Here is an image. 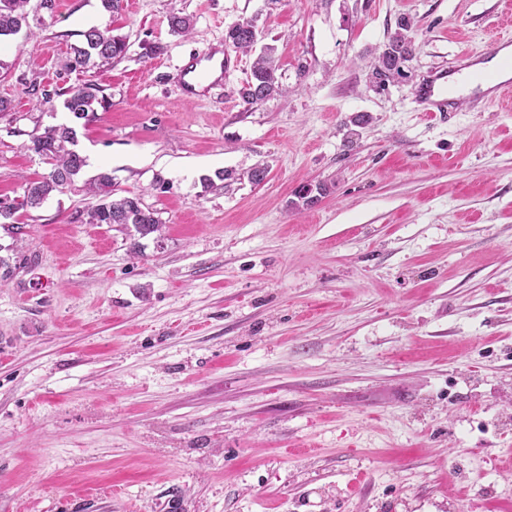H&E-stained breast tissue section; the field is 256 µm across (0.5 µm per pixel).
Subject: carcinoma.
<instances>
[{"mask_svg": "<svg viewBox=\"0 0 512 512\" xmlns=\"http://www.w3.org/2000/svg\"><path fill=\"white\" fill-rule=\"evenodd\" d=\"M28 0H0V38L15 35L24 26H29ZM410 20L400 19L396 31L389 37L385 48L370 64V83L382 87L395 77L402 75L406 62L411 60L414 47L409 32ZM81 44L72 47L64 63L69 71H83L112 63L123 56L127 49L124 37L113 34L112 28L91 27L82 32ZM225 42L238 51H253L254 42L248 30L229 26ZM278 64L273 48L263 47L255 58L250 76L240 89L244 104L250 106L283 93L279 82ZM100 88L84 83L65 91V109L75 120L89 122L97 112L95 105L102 104L98 98ZM77 145L76 127L60 124L44 128L31 137L30 150L51 165L43 177L29 182L22 199L17 203L0 201V228L11 236L22 234V226L16 223V213L24 209L38 208L53 193L77 189L76 181L87 166V160L74 149ZM83 190L97 197V203L89 207L83 218L86 224H115L121 229L143 239L151 235L162 236L163 224L157 213L144 206L140 197L117 196L112 189V176L100 171L83 182ZM322 185L303 186L296 192V200L290 207L298 209L311 206L323 194Z\"/></svg>", "mask_w": 512, "mask_h": 512, "instance_id": "1", "label": "carcinoma"}]
</instances>
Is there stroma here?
Segmentation results:
<instances>
[{
  "instance_id": "obj_1",
  "label": "stroma",
  "mask_w": 512,
  "mask_h": 512,
  "mask_svg": "<svg viewBox=\"0 0 512 512\" xmlns=\"http://www.w3.org/2000/svg\"><path fill=\"white\" fill-rule=\"evenodd\" d=\"M58 3L0 39V199L49 172L30 137L70 122L61 90L92 82L108 106L77 128L83 175L110 171L164 232L83 223L95 200L78 190L18 212L0 512H512V101L448 113L413 97L512 32V0ZM404 17L413 58L371 87ZM251 18L284 92L249 107L255 56L224 34ZM106 25L126 54L65 71ZM210 47L224 85L187 102L178 69ZM220 169L234 178L204 191ZM318 183L316 204L289 207Z\"/></svg>"
}]
</instances>
